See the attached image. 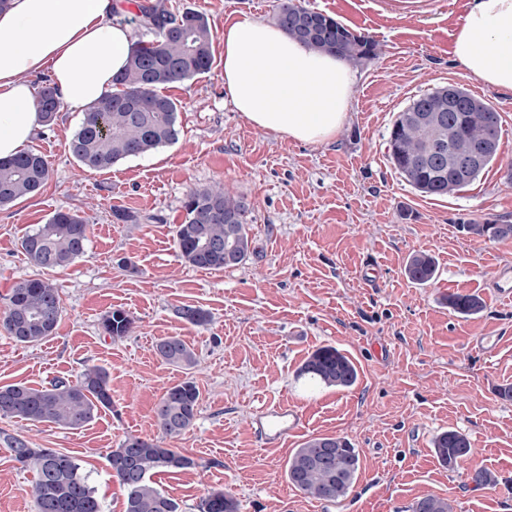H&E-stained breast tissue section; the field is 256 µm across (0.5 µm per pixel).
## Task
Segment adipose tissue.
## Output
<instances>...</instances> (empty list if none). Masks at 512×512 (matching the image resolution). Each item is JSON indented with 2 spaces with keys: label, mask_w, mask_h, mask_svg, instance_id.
<instances>
[{
  "label": "adipose tissue",
  "mask_w": 512,
  "mask_h": 512,
  "mask_svg": "<svg viewBox=\"0 0 512 512\" xmlns=\"http://www.w3.org/2000/svg\"><path fill=\"white\" fill-rule=\"evenodd\" d=\"M119 0H8L0 8V160L42 125L34 74L48 76L69 109L111 93L136 43L112 21ZM453 53L466 74L512 90V0H471ZM224 100L254 127L305 143L335 140L357 77L345 60L313 50L278 26L244 17L224 23Z\"/></svg>",
  "instance_id": "ef3b65f1"
}]
</instances>
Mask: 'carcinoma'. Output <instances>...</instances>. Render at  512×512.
<instances>
[{
	"label": "carcinoma",
	"instance_id": "obj_1",
	"mask_svg": "<svg viewBox=\"0 0 512 512\" xmlns=\"http://www.w3.org/2000/svg\"><path fill=\"white\" fill-rule=\"evenodd\" d=\"M139 11L143 39L135 44L127 66L115 78V90L85 111L69 143L74 158L89 169H108L177 141V104L161 89L205 74L214 64V34L206 15L194 10L175 14L152 4L140 5ZM273 19L289 36L356 67L379 52V44L370 36L350 31L334 17L303 6L301 0H276ZM434 95L433 90L421 94L398 113L388 135L389 159L416 191L448 196L469 186L497 159L495 154L490 156L480 170L460 181L448 169V152L461 142L476 147L489 135L500 138V117L486 102L480 109L463 106L446 113L438 128L405 117L408 112L430 111ZM36 108L44 123L55 120L62 104L53 86L41 87ZM48 176V162L40 153L26 151L0 160V207L38 194ZM183 209L185 216L176 226L175 244L185 263L223 270L246 262L254 247L251 210L243 197L222 185L204 187L186 195ZM462 228L478 237L512 236V224L490 219ZM89 232L84 217L58 210L23 237L21 248L36 266L64 270L85 254ZM207 241L231 244L232 258L222 249L206 248ZM404 271L413 283L425 285L435 279L437 265L430 254L417 252L408 258ZM446 301L453 312L463 316L483 310L481 299L472 294H450ZM62 313L59 288L54 283L43 278L23 279L5 298L0 327L15 342L35 345L54 334ZM100 327L112 339H122L132 331L133 320L126 311L113 309L103 316ZM153 350L162 361L185 370L196 364L195 352L179 336L158 339ZM300 374L336 388H350L358 380L354 362L332 346L311 353ZM199 400V389L188 378L169 387L155 407L162 435L176 438L188 430L196 419ZM103 409H112V387L107 370L96 365L85 367L74 381L55 379L41 387L25 383L0 386V419L48 422L76 430ZM3 439L13 460L35 471L30 493L36 512H104L77 458L52 448H35L24 438L5 434ZM432 445L440 463L450 470L470 453L467 437L454 430L438 433ZM108 462L112 477L126 490L125 512H179V504L158 489L152 478L196 466L180 449L138 436H128L112 449ZM360 466L358 450L344 438L316 437L288 458L287 480L292 489L308 498L337 502L353 491ZM468 479L476 489L499 484L498 476L485 468L471 470ZM198 512H239V503L229 492L211 489L200 500ZM410 512H453V507L446 498L427 495L416 500Z\"/></svg>",
	"mask_w": 512,
	"mask_h": 512
}]
</instances>
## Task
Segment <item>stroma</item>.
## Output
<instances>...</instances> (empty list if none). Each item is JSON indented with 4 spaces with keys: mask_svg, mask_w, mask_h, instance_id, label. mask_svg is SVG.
I'll use <instances>...</instances> for the list:
<instances>
[{
    "mask_svg": "<svg viewBox=\"0 0 512 512\" xmlns=\"http://www.w3.org/2000/svg\"><path fill=\"white\" fill-rule=\"evenodd\" d=\"M169 11L204 13L214 31L210 72L165 87L178 105L176 143L88 170L69 150L83 120L61 110L30 145L45 156L41 192L0 208V299L17 281L41 276L20 241L59 209L90 225L85 254L53 274L63 314L54 335L27 346L0 329V386L75 379L84 366L105 368L112 407L87 426L0 419V431L38 448L75 456L89 472L106 512H125V492L106 459L129 435L159 438L154 408L184 379L200 392L192 427L168 440L195 468L156 476L180 512H198L208 489L229 491L240 512H408L427 495L453 512H512V301L489 292L500 266L512 264V237L488 239L460 227L485 218L512 224V91L465 76L453 55L470 0H304L348 29L370 35L378 55L358 70L352 106L336 139L305 144L253 127L224 103V23L244 15L272 21L276 0H152ZM458 83L500 115L496 161L468 187L441 197L415 192L388 157L389 129L419 95ZM223 183L250 205L255 250L223 270L186 264L175 245L182 203L195 188ZM132 214L123 222L117 212ZM416 251L438 264L429 284L404 274ZM479 296L483 311L463 317L448 294ZM185 307L210 321L184 320ZM125 310L133 329L119 340L100 322ZM162 336L181 337L197 364L186 371L153 352ZM479 336L498 339L476 349ZM334 346L359 372L348 389L299 375L316 349ZM296 405L301 432L266 445L254 429L258 408ZM467 436L471 451L456 471L434 454L444 430ZM334 435L360 453L353 492L339 502L293 491L286 465L305 441ZM487 468L492 489H474L466 474ZM32 471L20 468L0 440V512H34Z\"/></svg>",
    "mask_w": 512,
    "mask_h": 512,
    "instance_id": "obj_1",
    "label": "stroma"
}]
</instances>
